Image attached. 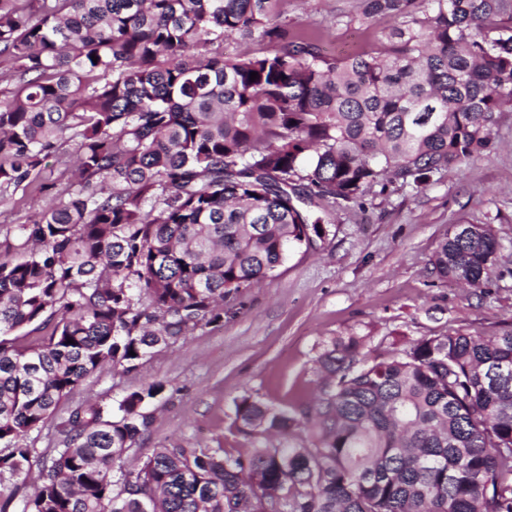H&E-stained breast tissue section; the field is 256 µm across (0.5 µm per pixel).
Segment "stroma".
I'll return each mask as SVG.
<instances>
[{"mask_svg":"<svg viewBox=\"0 0 512 512\" xmlns=\"http://www.w3.org/2000/svg\"><path fill=\"white\" fill-rule=\"evenodd\" d=\"M356 7L357 0H288L286 11L296 30L333 56L342 42L373 47L392 24L386 16L358 30L340 24ZM493 137L494 150L422 187L391 185L352 201H315L311 214L329 226L324 240L287 252L273 275L225 303L221 324L158 349L135 371L108 366L86 377L52 419L29 433L28 444L49 453L71 407L160 381L165 391L148 407L154 418L138 441L140 454L183 443L245 456L253 442L236 430V400L247 394L286 409L311 402L322 342L359 336L363 355L380 358L396 343L512 329V109ZM47 201L18 194L1 201L0 240ZM460 222L489 225L502 244L494 272L477 290L441 281L431 264Z\"/></svg>","mask_w":512,"mask_h":512,"instance_id":"stroma-1","label":"stroma"}]
</instances>
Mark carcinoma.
<instances>
[{"instance_id":"cac0c4a2","label":"carcinoma","mask_w":512,"mask_h":512,"mask_svg":"<svg viewBox=\"0 0 512 512\" xmlns=\"http://www.w3.org/2000/svg\"><path fill=\"white\" fill-rule=\"evenodd\" d=\"M283 2L0 0V82L17 80L0 88V194L47 190L64 139L76 157L75 181L0 241V483L29 474L25 436L84 378L223 321L224 300L325 237L313 199L418 188L493 149L512 0H359L345 25H394L346 58L292 32ZM233 35L280 48L226 56ZM500 248L455 224L433 269L479 288ZM361 345H320L309 409L242 396L247 456L176 445L128 467L160 382L77 406L37 492L0 512H512V329L371 362ZM302 416L306 439L270 440Z\"/></svg>"}]
</instances>
